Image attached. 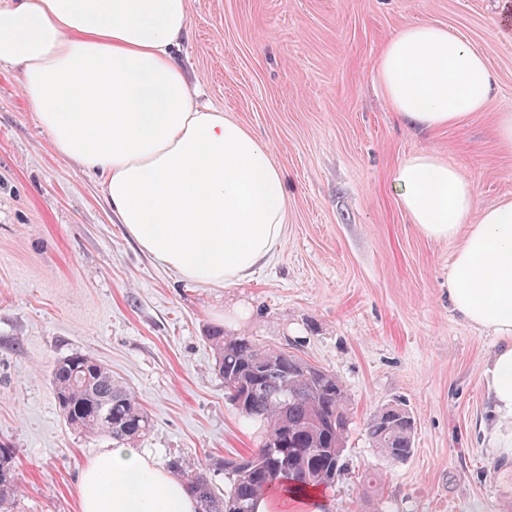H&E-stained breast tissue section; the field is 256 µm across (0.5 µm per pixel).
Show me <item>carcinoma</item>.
Listing matches in <instances>:
<instances>
[{"label": "carcinoma", "instance_id": "carcinoma-1", "mask_svg": "<svg viewBox=\"0 0 512 512\" xmlns=\"http://www.w3.org/2000/svg\"><path fill=\"white\" fill-rule=\"evenodd\" d=\"M215 372L245 423L263 425L259 447L222 459L226 485L219 494L204 469H170L196 498L198 512H254L262 492L286 489L303 495L325 489L341 476L344 444L352 408L342 381L285 348H270L214 327L206 335ZM54 395L65 423L73 430L103 434L132 443L147 434L151 418L138 397L112 380V372L89 354L75 352L51 370ZM288 396H283V392ZM366 432L383 458L407 460L414 449V420L402 405H387L367 423ZM19 493L14 451L0 445V512Z\"/></svg>", "mask_w": 512, "mask_h": 512}]
</instances>
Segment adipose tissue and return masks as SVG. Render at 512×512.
Masks as SVG:
<instances>
[{"label": "adipose tissue", "instance_id": "1", "mask_svg": "<svg viewBox=\"0 0 512 512\" xmlns=\"http://www.w3.org/2000/svg\"><path fill=\"white\" fill-rule=\"evenodd\" d=\"M190 0H0V66L22 71V94L55 150L102 175L128 235L167 269L213 287L251 276L281 245L288 182L271 146L198 100L179 53ZM376 84L392 111L428 130L487 103L493 74L462 38L431 23L383 48ZM393 188L412 224L448 239L466 230L448 297L501 344L486 367L489 444L512 449V201L476 211V183L419 153ZM79 512H196L176 478L140 449L116 444L82 472Z\"/></svg>", "mask_w": 512, "mask_h": 512}]
</instances>
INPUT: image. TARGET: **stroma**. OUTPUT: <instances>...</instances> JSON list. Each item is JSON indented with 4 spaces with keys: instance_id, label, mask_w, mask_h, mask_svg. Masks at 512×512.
<instances>
[{
    "instance_id": "obj_1",
    "label": "stroma",
    "mask_w": 512,
    "mask_h": 512,
    "mask_svg": "<svg viewBox=\"0 0 512 512\" xmlns=\"http://www.w3.org/2000/svg\"><path fill=\"white\" fill-rule=\"evenodd\" d=\"M448 27L495 77L483 111L428 131L392 112L376 59L399 30ZM181 61L192 84L267 141L288 176L285 239L246 281L214 288L163 268L128 236L101 178L55 151L0 68V443L16 456L12 512H77L81 471L112 441L70 429L50 373L102 362L152 422L136 445L157 468H209L256 450L215 374L211 327L283 347L336 374L352 403L333 512H512V459L489 448L485 367L498 344L448 300L465 236H424L400 209L396 168L430 153L512 199V0H191ZM400 403L413 456L387 462L366 427Z\"/></svg>"
}]
</instances>
